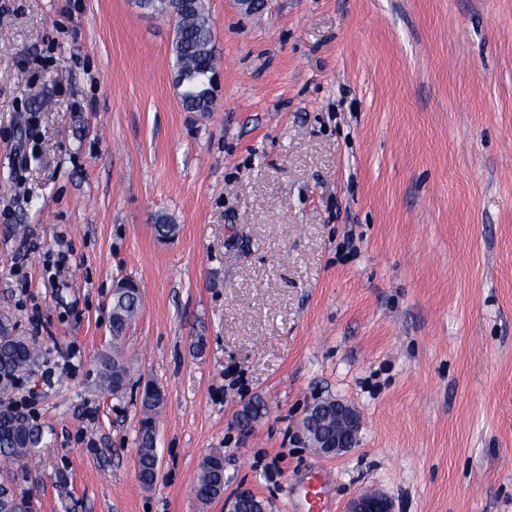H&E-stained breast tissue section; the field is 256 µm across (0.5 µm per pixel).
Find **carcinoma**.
Segmentation results:
<instances>
[{"label":"carcinoma","instance_id":"obj_1","mask_svg":"<svg viewBox=\"0 0 512 512\" xmlns=\"http://www.w3.org/2000/svg\"><path fill=\"white\" fill-rule=\"evenodd\" d=\"M137 6L150 12L176 11V25L172 53L176 59V85L181 88V103L187 112L207 114L212 111L214 92L211 76L216 70L214 33L205 12L203 0H137ZM140 290L130 279L112 294L111 330L117 342L139 313ZM39 355L35 338L16 332V326L6 317H0V381L16 379L24 373ZM100 382L112 394L125 390L129 368L121 359L120 349L114 355H103L100 361ZM141 419L137 434L138 478L145 488L154 485L158 455L154 447L157 415L164 398L150 386L140 395ZM264 410V403L253 400L243 405L238 414L245 423L255 421ZM44 430L29 414L9 406L0 407V457L14 464H26L37 453ZM224 495V455L211 454L201 464L196 496L209 503Z\"/></svg>","mask_w":512,"mask_h":512}]
</instances>
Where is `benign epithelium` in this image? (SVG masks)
<instances>
[{
    "instance_id": "7a95c632",
    "label": "benign epithelium",
    "mask_w": 512,
    "mask_h": 512,
    "mask_svg": "<svg viewBox=\"0 0 512 512\" xmlns=\"http://www.w3.org/2000/svg\"><path fill=\"white\" fill-rule=\"evenodd\" d=\"M361 428L357 410L341 399L317 403L308 410L301 433L308 446L324 456H341L357 443ZM254 497L240 490L224 499V512H241V506ZM348 512H392L391 504L381 493L358 495L349 503Z\"/></svg>"
}]
</instances>
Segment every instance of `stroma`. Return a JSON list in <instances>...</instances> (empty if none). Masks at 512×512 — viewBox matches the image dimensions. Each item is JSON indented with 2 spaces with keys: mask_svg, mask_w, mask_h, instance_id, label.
<instances>
[{
  "mask_svg": "<svg viewBox=\"0 0 512 512\" xmlns=\"http://www.w3.org/2000/svg\"><path fill=\"white\" fill-rule=\"evenodd\" d=\"M204 4L206 115L180 103L169 15L0 0V317L40 348L0 400L45 430L0 477L33 512H224L195 495L219 452L225 494L273 512H297L290 487L317 467L333 512L360 492L512 512V0ZM127 278L141 311L115 396L98 360ZM148 383L165 405L146 489ZM327 397L361 419L338 458L300 433ZM141 419L137 431L138 478L145 488H152L156 480L158 455L154 445L157 415L164 398L146 385L140 395Z\"/></svg>",
  "mask_w": 512,
  "mask_h": 512,
  "instance_id": "35a3bbf8",
  "label": "stroma"
}]
</instances>
